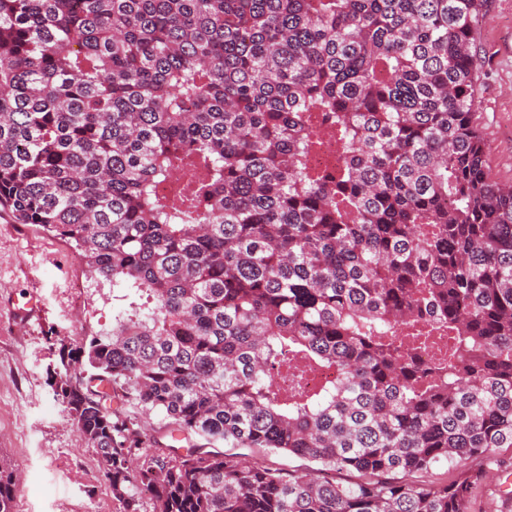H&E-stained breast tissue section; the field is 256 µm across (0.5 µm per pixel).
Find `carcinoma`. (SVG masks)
I'll return each mask as SVG.
<instances>
[{
	"label": "carcinoma",
	"mask_w": 512,
	"mask_h": 512,
	"mask_svg": "<svg viewBox=\"0 0 512 512\" xmlns=\"http://www.w3.org/2000/svg\"><path fill=\"white\" fill-rule=\"evenodd\" d=\"M485 2L0 0V208L116 289L112 329L59 348L56 393L121 512L145 490L153 512H470L481 470L396 475L506 465L512 185L476 117ZM323 132L330 171L307 165ZM318 366L336 380L304 388ZM125 403L310 465L141 462L154 438ZM15 491L0 457V512Z\"/></svg>",
	"instance_id": "1"
}]
</instances>
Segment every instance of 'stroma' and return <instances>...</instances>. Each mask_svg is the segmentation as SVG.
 Masks as SVG:
<instances>
[{
  "instance_id": "1",
  "label": "stroma",
  "mask_w": 512,
  "mask_h": 512,
  "mask_svg": "<svg viewBox=\"0 0 512 512\" xmlns=\"http://www.w3.org/2000/svg\"><path fill=\"white\" fill-rule=\"evenodd\" d=\"M477 115L491 176L512 183V0H487L476 29ZM35 313L11 321L12 303ZM112 287L62 240L0 215V455L19 476L15 512H119L96 448L56 394L58 349L112 326Z\"/></svg>"
}]
</instances>
